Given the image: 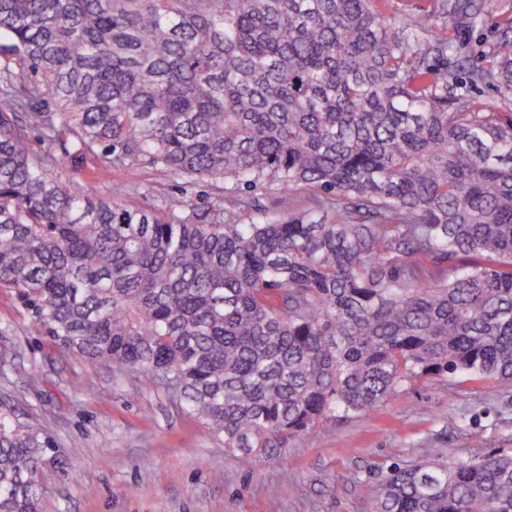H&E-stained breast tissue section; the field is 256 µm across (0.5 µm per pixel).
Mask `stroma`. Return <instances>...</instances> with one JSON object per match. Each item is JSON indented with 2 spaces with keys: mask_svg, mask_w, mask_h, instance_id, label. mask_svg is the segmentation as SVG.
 I'll return each mask as SVG.
<instances>
[{
  "mask_svg": "<svg viewBox=\"0 0 512 512\" xmlns=\"http://www.w3.org/2000/svg\"><path fill=\"white\" fill-rule=\"evenodd\" d=\"M511 17L512 0H485L474 29L458 33L439 18L433 29L459 35L477 65ZM57 173L98 197L131 192L149 210L181 196L202 214L217 201L210 182L189 186L143 163L91 182L70 163ZM1 411L47 433L71 462L46 488L43 512H369L393 463L461 462L512 448V384L476 389L423 377L365 416L321 419L309 438L248 473L162 387L58 349L3 288Z\"/></svg>",
  "mask_w": 512,
  "mask_h": 512,
  "instance_id": "35a3bbf8",
  "label": "stroma"
}]
</instances>
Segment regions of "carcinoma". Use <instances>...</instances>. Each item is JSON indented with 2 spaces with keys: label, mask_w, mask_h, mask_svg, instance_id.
<instances>
[{
  "label": "carcinoma",
  "mask_w": 512,
  "mask_h": 512,
  "mask_svg": "<svg viewBox=\"0 0 512 512\" xmlns=\"http://www.w3.org/2000/svg\"><path fill=\"white\" fill-rule=\"evenodd\" d=\"M459 30L482 0H437ZM467 69L375 0H0V288L61 348L151 384L244 468L423 376L512 383V36ZM37 130L54 147L35 162ZM224 184L205 220L94 198L65 162ZM316 192L240 219L239 190ZM65 472L0 414V512ZM372 512H512V448L387 469ZM462 89L458 90V94L462 93L464 98L468 95L479 98L490 112H500L504 116H512V97L511 101L504 103V97L492 86L479 85L470 88L469 84L463 83Z\"/></svg>",
  "instance_id": "cac0c4a2"
}]
</instances>
